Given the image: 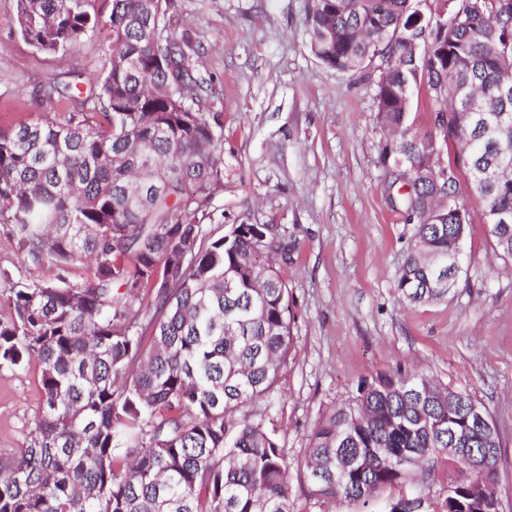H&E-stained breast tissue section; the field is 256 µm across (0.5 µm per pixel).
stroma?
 Instances as JSON below:
<instances>
[{"instance_id":"obj_1","label":"stroma","mask_w":512,"mask_h":512,"mask_svg":"<svg viewBox=\"0 0 512 512\" xmlns=\"http://www.w3.org/2000/svg\"><path fill=\"white\" fill-rule=\"evenodd\" d=\"M312 0H172L170 21L199 47L209 79L204 104L224 123V189L210 225L270 224L292 244L279 270L288 284L292 344L265 424L289 457L307 448L319 417L362 377L421 369L476 396L502 436L497 492L512 512V265L496 258L484 204L467 179L457 195L470 214L464 273L443 299L404 300L396 281L413 226L388 191L380 152L376 80L337 71L311 52ZM108 68L88 38L46 54L21 36L16 0H0V129L43 117L63 121ZM54 277L30 270L0 226V318L11 281ZM37 367L0 373V452L23 447L41 404Z\"/></svg>"}]
</instances>
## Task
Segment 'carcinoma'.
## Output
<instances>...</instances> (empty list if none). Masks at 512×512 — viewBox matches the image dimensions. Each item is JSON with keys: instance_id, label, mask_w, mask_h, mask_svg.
<instances>
[{"instance_id": "1", "label": "carcinoma", "mask_w": 512, "mask_h": 512, "mask_svg": "<svg viewBox=\"0 0 512 512\" xmlns=\"http://www.w3.org/2000/svg\"><path fill=\"white\" fill-rule=\"evenodd\" d=\"M171 0H17L22 37L56 54L84 38L109 68L82 109L0 130V224L17 253L57 271L20 279L0 319V372L40 365L42 403L26 446L0 455V512H296L292 470L313 504L393 512L420 497L440 512H485L502 441L474 395L401 366L358 382L288 463L264 418L291 349L289 289L268 224L214 238L204 221L224 188V129L201 104L191 38ZM312 53L341 72L379 70L377 118L390 186L414 225L396 288L407 301L458 286L469 218L465 175L494 249L512 260V0H454L435 22L415 0H313ZM425 85L433 131L419 136L411 91ZM457 152L448 178L435 148ZM88 264L81 282L69 280ZM387 496H382V493Z\"/></svg>"}]
</instances>
